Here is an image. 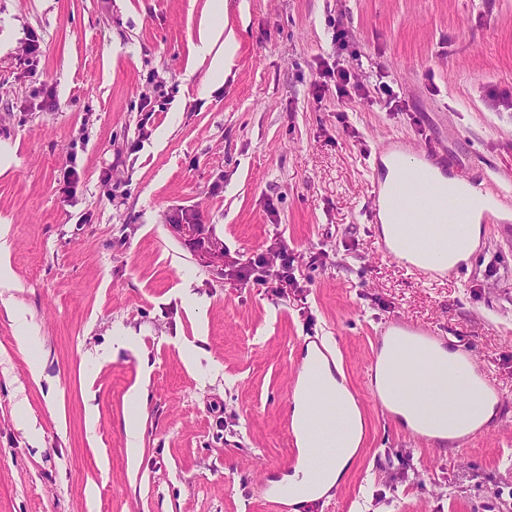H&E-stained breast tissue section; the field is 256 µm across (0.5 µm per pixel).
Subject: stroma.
Segmentation results:
<instances>
[{"label":"stroma","instance_id":"1","mask_svg":"<svg viewBox=\"0 0 512 512\" xmlns=\"http://www.w3.org/2000/svg\"><path fill=\"white\" fill-rule=\"evenodd\" d=\"M208 22L238 43L221 81L196 51ZM337 58L365 99L330 83L314 103L318 62ZM379 71L407 111L379 103ZM396 139L452 157L448 175L512 180V0H0V224L45 367L33 383L0 307V512H260L258 472L290 454L299 345L317 339L364 436L305 512H512V222L483 225L450 275L385 255L373 159ZM280 241L301 292L243 287L236 268L278 266ZM216 242L220 267L203 260ZM393 317L470 349L504 391L464 449L424 445L374 405L365 367ZM126 331L136 350L97 358ZM21 399L40 443L17 427ZM145 401L144 392L140 387L134 386L127 395V403L131 405L135 412L127 414L124 419V433L126 437V447L129 459L136 462L141 441L143 437V404Z\"/></svg>","mask_w":512,"mask_h":512}]
</instances>
